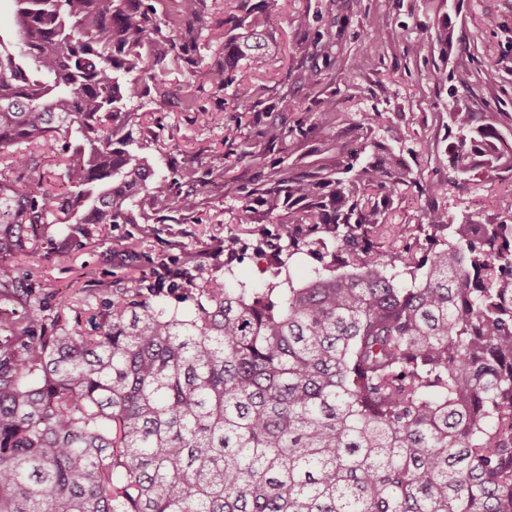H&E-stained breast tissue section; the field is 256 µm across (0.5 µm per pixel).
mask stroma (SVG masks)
Instances as JSON below:
<instances>
[{
  "label": "stroma",
  "instance_id": "1",
  "mask_svg": "<svg viewBox=\"0 0 512 512\" xmlns=\"http://www.w3.org/2000/svg\"><path fill=\"white\" fill-rule=\"evenodd\" d=\"M298 13L308 14V27L292 25ZM444 24L459 38L458 53L447 54L434 40ZM268 34L276 48L269 64L242 73L244 80L263 87L251 111L238 108L235 86L214 92L203 66L167 74L169 98L136 111L128 128L134 140L151 138L145 153L158 172L169 173L193 157L203 159L199 206L184 223L124 224L113 228L111 237L131 234L144 239L146 252L179 257L240 234L235 189L263 179L282 157L269 145V130L299 129L331 97L337 111L352 119L380 111L406 128V141L396 147L398 159L409 162L443 196L448 193V158L442 119L458 90L468 87L471 111L512 113V0H282L280 13L268 19ZM319 35L330 43L329 59L310 57ZM356 56L362 60L357 69L351 66ZM314 67L321 70L319 81L302 79V72ZM488 68L499 77L493 98L482 90ZM285 96L296 102V110L282 111ZM187 97L194 98V109L184 106ZM230 127L238 129L253 160H233L234 147L224 140ZM430 138L436 142L432 151L424 146ZM110 239L71 258L43 254L36 261L54 284L75 280L99 294L111 279L102 261ZM83 263L90 274L75 279L73 270ZM212 265L220 274L232 270V284L254 289L263 288L271 276L266 260L250 251L228 264L214 259Z\"/></svg>",
  "mask_w": 512,
  "mask_h": 512
}]
</instances>
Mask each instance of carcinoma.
I'll return each instance as SVG.
<instances>
[{"label":"carcinoma","mask_w":512,"mask_h":512,"mask_svg":"<svg viewBox=\"0 0 512 512\" xmlns=\"http://www.w3.org/2000/svg\"><path fill=\"white\" fill-rule=\"evenodd\" d=\"M12 0L0 36V512H512V206L464 194L512 184V114L448 113V193L375 140L387 127L333 100L324 147L239 192L276 213L261 292L199 254L148 259L103 295L62 290L30 258L70 256L99 227L180 223L193 159L146 173L124 129L203 36V0ZM217 90L259 71L279 0H236ZM262 87L242 83L249 111ZM360 149L345 151V139ZM416 188L423 224H394ZM113 240L123 267L142 257ZM303 254L306 279L283 275ZM194 302L184 313L170 297ZM464 197L468 198L472 210L474 209L483 213L484 219L492 217L511 201V198L504 195L499 188L498 182L494 189L489 188V185L473 187Z\"/></svg>","instance_id":"carcinoma-1"}]
</instances>
